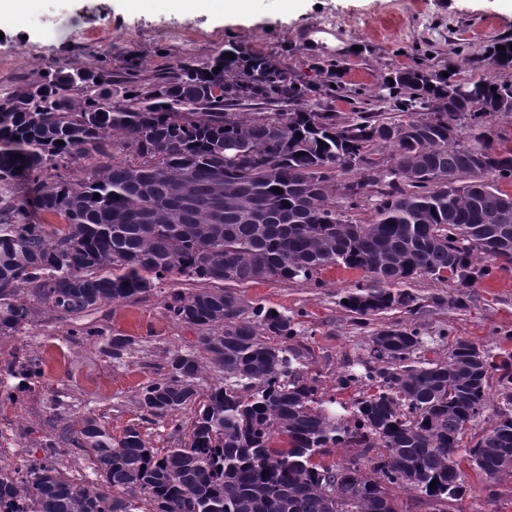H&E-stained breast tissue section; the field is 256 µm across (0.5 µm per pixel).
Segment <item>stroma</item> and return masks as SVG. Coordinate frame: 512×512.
<instances>
[{
  "label": "stroma",
  "mask_w": 512,
  "mask_h": 512,
  "mask_svg": "<svg viewBox=\"0 0 512 512\" xmlns=\"http://www.w3.org/2000/svg\"><path fill=\"white\" fill-rule=\"evenodd\" d=\"M510 33L512 0H292L287 7L282 0H245L243 9L226 14L143 11L128 0H41L21 25L0 34V91L72 59L93 70L105 59L118 67L136 58L149 78L183 57L205 62L235 48L275 56L288 75L314 85L323 80L316 62L337 61L348 88L375 96V111L391 121L395 111L377 96L380 75L420 61L432 71L455 65L467 80L510 83L512 68L494 66L488 58L494 40ZM361 277L358 271L327 268L314 283L262 280L231 290L292 317L301 368L316 378L318 394L326 399L350 400L351 391L338 388L339 375L363 371L372 336L389 324L419 328L428 358L446 353L451 337L496 353L512 350V271L496 272L466 289L462 308L432 301L454 294L455 282L415 277L409 288L423 300L418 313L392 310L364 325L340 304ZM191 287L185 277L171 274L145 296L95 314L106 336L134 338L119 360L104 354L103 338H70L66 322L41 307L22 333L0 336V368L24 349L41 359L43 369L40 387L31 392L16 390L15 379L0 376V388L15 392L13 399L0 401V465L15 466L38 450L57 399L63 402L61 424L70 430L91 415L113 435L134 424L149 447L174 446L179 438L174 426L188 422L190 410L147 420L137 394L164 373L171 352H192L196 331L170 320L165 310L172 291ZM462 480L466 492L449 512H512V475L490 482L466 465ZM490 484L497 497H488Z\"/></svg>",
  "instance_id": "35a3bbf8"
}]
</instances>
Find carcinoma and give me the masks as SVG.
<instances>
[{"label": "carcinoma", "instance_id": "1", "mask_svg": "<svg viewBox=\"0 0 512 512\" xmlns=\"http://www.w3.org/2000/svg\"><path fill=\"white\" fill-rule=\"evenodd\" d=\"M500 45L492 63L512 67V40ZM319 70L327 80L313 86L268 57L247 75L220 55L186 57L147 82L138 62L115 73L64 63L0 93L1 336L32 322L27 286L72 321L74 338L103 335L84 319L169 273L206 284L166 304L197 331L195 351L173 352L138 392L155 419L195 408L185 438L160 452L135 426L115 437L87 416L72 443L95 477L77 481L47 461L56 442L46 435L45 457L30 459L25 476L0 466L9 512H401L397 490L447 512L465 492L463 463L489 481L512 472V352L457 338L448 355L422 358L418 329L383 327L375 336L393 330L403 346L372 347L365 372L339 377V389L359 388L346 420L297 366L293 318L218 287L310 281L342 266L366 278L344 305L366 320L416 313L404 285L417 276L470 288L512 268V203L484 180L512 179V153L482 130L485 114L512 112V83L390 72L380 88L401 118L385 123L377 112L337 115L326 102L351 99L342 69L325 60ZM463 83L477 94L458 96ZM243 105L255 117L238 118ZM89 156L93 172L74 177L71 165ZM22 173L34 181L26 200L13 191ZM338 190L349 210L374 200L372 218L336 210ZM30 205L64 226L31 222ZM133 345L112 336L106 353L121 359ZM198 351L224 380L206 383ZM4 373L31 387L43 376L26 353ZM494 377L507 408L464 448ZM280 436L288 447L273 446ZM330 448L351 454L315 460Z\"/></svg>", "mask_w": 512, "mask_h": 512}]
</instances>
